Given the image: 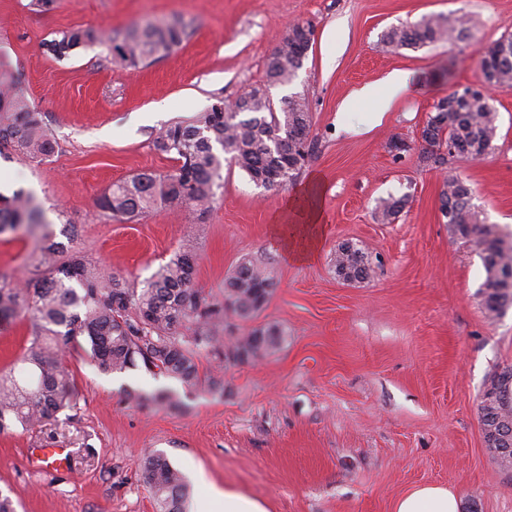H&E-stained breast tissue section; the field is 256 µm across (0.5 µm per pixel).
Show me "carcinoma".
<instances>
[{
	"label": "carcinoma",
	"mask_w": 512,
	"mask_h": 512,
	"mask_svg": "<svg viewBox=\"0 0 512 512\" xmlns=\"http://www.w3.org/2000/svg\"><path fill=\"white\" fill-rule=\"evenodd\" d=\"M471 18L465 14L443 18L427 16L413 25L393 26L381 34L390 51L418 49L467 35ZM187 36L177 21H146L130 28L112 53L132 65L149 63L170 54ZM105 40L100 29L74 28L45 42L55 59L70 57ZM310 46L298 33L282 39L275 60L266 64V88L242 95L233 108L220 100L190 121L176 122L156 134L154 149L170 156L177 166L166 174L138 173L109 186L98 205L112 217L133 220L159 208H187L200 216L213 207L222 187L228 162L244 171L255 184L285 187L302 174L314 143L309 138L310 116L306 98L294 94L275 106L268 88L291 83L303 67ZM481 72L495 75V86L512 90V35H504L480 54ZM18 79H0V155L9 152L27 159H44L55 153L57 141L41 113L17 90ZM458 107L428 117L432 127L428 144L439 150L451 145L450 157L480 159L490 154L498 135V115L491 97L478 87L451 92ZM407 201L388 197L380 201L377 220L395 222ZM440 211L455 234L479 251L485 280L483 304L492 319L512 305V282L501 273L512 270V240L495 227L483 224L472 208L471 190L458 177L445 180ZM43 211L34 196L16 192L0 196V235L22 226L40 227ZM336 276L345 282L371 277V255L355 243L341 244L334 257ZM195 258L182 252L157 271L141 288H135L101 271L99 264L80 251L41 236L38 255L24 281L0 273V322L20 315L30 321L17 368L0 374V434L17 426L34 429L62 414L73 419L78 398L66 355L83 339L90 345L98 368L122 372L138 365L178 379L191 389L202 381L198 353L205 350L219 362H249L275 353L284 331L277 325L253 329L248 335L224 342L233 317L248 318L272 296L276 276L272 268L250 260L240 262L224 283V298L208 299L194 285ZM489 391L496 394L479 406L486 430L512 422V377L496 374ZM142 477L150 489L156 512H185L190 486L168 457L153 452L142 460Z\"/></svg>",
	"instance_id": "cac0c4a2"
}]
</instances>
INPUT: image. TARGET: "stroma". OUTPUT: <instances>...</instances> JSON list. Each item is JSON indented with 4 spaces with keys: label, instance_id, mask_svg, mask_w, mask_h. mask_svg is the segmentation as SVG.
Here are the masks:
<instances>
[{
    "label": "stroma",
    "instance_id": "stroma-1",
    "mask_svg": "<svg viewBox=\"0 0 512 512\" xmlns=\"http://www.w3.org/2000/svg\"><path fill=\"white\" fill-rule=\"evenodd\" d=\"M459 13L472 19L464 39L397 52L380 43L389 27ZM171 18L189 36L148 65L82 50L58 61L43 46L60 30L115 35ZM296 22L313 31L308 58L291 84L269 89L277 101L308 100L316 148L296 184L267 190L232 166L202 217L162 208L126 222L98 208L113 182L174 169L152 145L161 128L264 86L268 58ZM505 33L512 0H55L46 12L0 0V72L19 76L58 144L43 161L0 157V193L33 194L50 230L76 225V248L138 288L183 251L212 298L241 261L266 264L275 290L234 333L286 332L275 354L220 371L200 352L203 381L191 390L141 366L101 372L81 343L66 358L79 399L71 423L0 436V492L18 512H155L140 471L153 451L192 482L189 512L210 483L266 512H391L426 484L447 487L460 512H512V466L487 450L478 414L493 376L512 366V307L488 318L479 252L440 213L452 174L471 187L484 223L512 231V90L493 96L499 129L487 158L436 166L419 142L435 102L479 84L480 51ZM392 76L404 88L389 108L361 97ZM397 140L408 146L398 156ZM312 175L323 188L316 228L286 207ZM390 196L409 202L398 221L378 223ZM283 233L313 243L312 257L289 260ZM345 242L380 257L365 282L337 277ZM39 245L36 235H1L0 272L23 276ZM52 444L68 451V468L30 467V450ZM200 470L207 483L196 482Z\"/></svg>",
    "mask_w": 512,
    "mask_h": 512
}]
</instances>
